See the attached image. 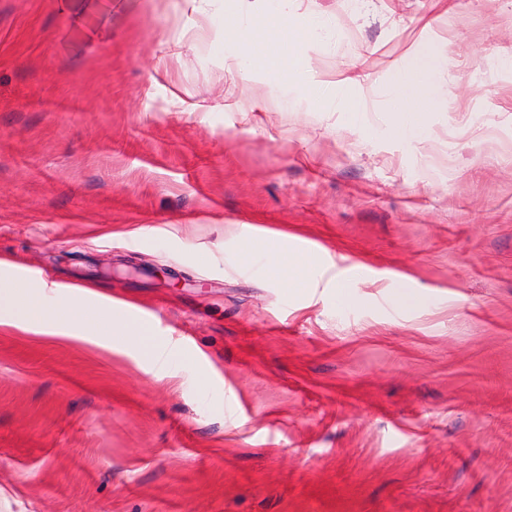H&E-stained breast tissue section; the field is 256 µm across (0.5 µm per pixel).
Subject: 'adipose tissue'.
<instances>
[{
	"mask_svg": "<svg viewBox=\"0 0 512 512\" xmlns=\"http://www.w3.org/2000/svg\"><path fill=\"white\" fill-rule=\"evenodd\" d=\"M0 326L65 340H89L94 329L79 293L62 292L57 283L33 287L0 282Z\"/></svg>",
	"mask_w": 512,
	"mask_h": 512,
	"instance_id": "ef3b65f1",
	"label": "adipose tissue"
}]
</instances>
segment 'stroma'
Wrapping results in <instances>:
<instances>
[{"label":"stroma","instance_id":"obj_1","mask_svg":"<svg viewBox=\"0 0 512 512\" xmlns=\"http://www.w3.org/2000/svg\"><path fill=\"white\" fill-rule=\"evenodd\" d=\"M0 258V512H512V0H0ZM61 288L65 287L54 282L32 287L17 281L2 283L0 279V326L102 345L90 338L94 329L85 313L82 294L64 293Z\"/></svg>","mask_w":512,"mask_h":512}]
</instances>
